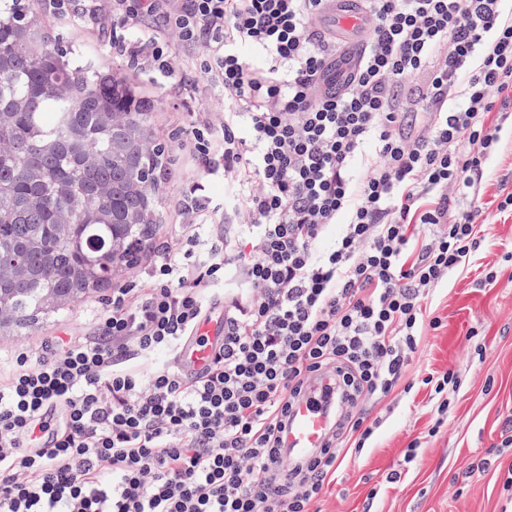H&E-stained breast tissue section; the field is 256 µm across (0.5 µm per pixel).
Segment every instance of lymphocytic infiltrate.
Wrapping results in <instances>:
<instances>
[{
  "label": "lymphocytic infiltrate",
  "instance_id": "1",
  "mask_svg": "<svg viewBox=\"0 0 512 512\" xmlns=\"http://www.w3.org/2000/svg\"><path fill=\"white\" fill-rule=\"evenodd\" d=\"M501 2L361 0V56L324 90L343 52L319 26L323 0H62L83 25L111 4L133 32L121 50L168 74L170 37L204 47L224 129L193 125L187 142L206 175L239 184L238 221L205 183L183 186L188 223L117 282L91 333L15 349L0 380V512H312L371 436L368 402L438 328L437 286L481 248L483 161L512 117ZM229 269L245 291H225ZM217 307L224 342L186 373L181 345ZM324 378L342 404L325 444L286 458L293 407Z\"/></svg>",
  "mask_w": 512,
  "mask_h": 512
}]
</instances>
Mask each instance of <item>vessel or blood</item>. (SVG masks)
<instances>
[{
	"instance_id": "vessel-or-blood-1",
	"label": "vessel or blood",
	"mask_w": 512,
	"mask_h": 512,
	"mask_svg": "<svg viewBox=\"0 0 512 512\" xmlns=\"http://www.w3.org/2000/svg\"><path fill=\"white\" fill-rule=\"evenodd\" d=\"M322 17L349 46L351 52H358L362 46V35L369 25L363 12L345 6L343 0H326ZM223 338L224 318L216 310L202 322L197 335L183 344L181 357L185 365L195 372L204 370L211 359L213 348ZM335 401L329 380L312 385L308 398L293 410L284 448L287 457H306L322 448L329 423V410Z\"/></svg>"
}]
</instances>
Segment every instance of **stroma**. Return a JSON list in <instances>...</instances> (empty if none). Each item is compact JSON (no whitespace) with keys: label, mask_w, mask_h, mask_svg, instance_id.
Returning a JSON list of instances; mask_svg holds the SVG:
<instances>
[{"label":"stroma","mask_w":512,"mask_h":512,"mask_svg":"<svg viewBox=\"0 0 512 512\" xmlns=\"http://www.w3.org/2000/svg\"><path fill=\"white\" fill-rule=\"evenodd\" d=\"M42 21L61 47L76 43L83 60L126 80L138 98L151 102L149 116L168 148L159 175V205L166 224L186 218L177 205L181 186L206 179L214 202L232 199L237 186L227 178L203 177L192 160L186 131L196 122L224 121V97L208 84L189 51L170 42L175 75L112 50L98 32L66 24L50 11ZM484 166V202L512 192V127L503 128L497 149ZM485 248L471 266L451 272L431 303L439 328H425L403 377L410 391L396 390L372 410L379 425L361 455L346 457L336 479L314 503L315 512H512L502 483L512 468V447H503L512 417V212H491L482 228ZM104 290L92 289L77 301L48 306L20 332L0 331V355L38 344L46 336L86 330L95 320ZM454 371L458 385L448 388V415L440 431L427 407L429 388L420 380L429 371ZM488 459L480 475L463 478L472 463ZM400 471L391 484L386 476Z\"/></svg>","instance_id":"35a3bbf8"}]
</instances>
